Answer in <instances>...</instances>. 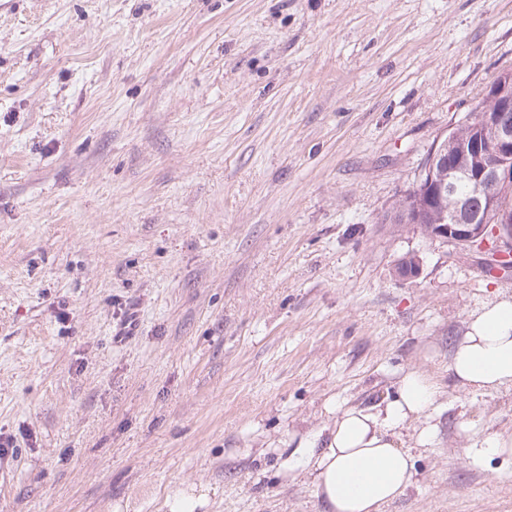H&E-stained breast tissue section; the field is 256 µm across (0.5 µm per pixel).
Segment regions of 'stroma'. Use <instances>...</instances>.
I'll return each mask as SVG.
<instances>
[{"label":"stroma","mask_w":512,"mask_h":512,"mask_svg":"<svg viewBox=\"0 0 512 512\" xmlns=\"http://www.w3.org/2000/svg\"><path fill=\"white\" fill-rule=\"evenodd\" d=\"M510 68L512 0H0V512H325L290 453L409 368L382 512H512L448 373L512 273L389 221Z\"/></svg>","instance_id":"35a3bbf8"}]
</instances>
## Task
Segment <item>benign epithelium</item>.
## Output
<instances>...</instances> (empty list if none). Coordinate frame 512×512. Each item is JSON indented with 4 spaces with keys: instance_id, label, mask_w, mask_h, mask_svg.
<instances>
[{
    "instance_id": "obj_1",
    "label": "benign epithelium",
    "mask_w": 512,
    "mask_h": 512,
    "mask_svg": "<svg viewBox=\"0 0 512 512\" xmlns=\"http://www.w3.org/2000/svg\"><path fill=\"white\" fill-rule=\"evenodd\" d=\"M466 177L472 197L456 195L458 177ZM512 185V81L504 79L489 97L488 110L481 114L473 139L460 138L454 124L439 136L431 150L425 175L415 191L425 202L448 199L452 223L430 228L431 237L445 240L458 248L476 251L487 266L503 267L512 257V214L496 209L495 192ZM477 200L479 206L472 205ZM476 212L466 224L457 223V215ZM421 259L410 254L397 263L402 278H416Z\"/></svg>"
}]
</instances>
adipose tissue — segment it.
<instances>
[{
	"mask_svg": "<svg viewBox=\"0 0 512 512\" xmlns=\"http://www.w3.org/2000/svg\"><path fill=\"white\" fill-rule=\"evenodd\" d=\"M448 371L469 393L512 390V295L490 298L470 314ZM437 393L425 373L407 370L393 395L369 408L338 407L326 438L300 441L294 468L327 512H381L414 484V458L397 442L409 428L416 446L432 444Z\"/></svg>",
	"mask_w": 512,
	"mask_h": 512,
	"instance_id": "1",
	"label": "adipose tissue"
}]
</instances>
